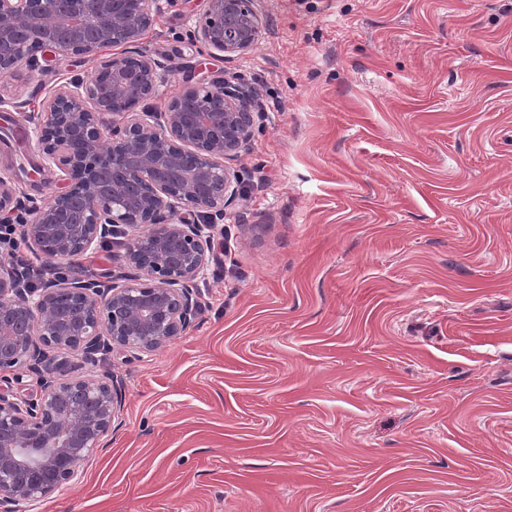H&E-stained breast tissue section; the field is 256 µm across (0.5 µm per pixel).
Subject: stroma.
<instances>
[{
    "instance_id": "obj_1",
    "label": "stroma",
    "mask_w": 512,
    "mask_h": 512,
    "mask_svg": "<svg viewBox=\"0 0 512 512\" xmlns=\"http://www.w3.org/2000/svg\"><path fill=\"white\" fill-rule=\"evenodd\" d=\"M258 44L143 47L262 112L193 327L136 359L110 446L41 512H512V0H253ZM90 63L21 69L8 115ZM24 165L22 196L57 172Z\"/></svg>"
}]
</instances>
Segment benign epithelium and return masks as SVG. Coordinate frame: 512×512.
I'll use <instances>...</instances> for the list:
<instances>
[{"label": "benign epithelium", "mask_w": 512, "mask_h": 512, "mask_svg": "<svg viewBox=\"0 0 512 512\" xmlns=\"http://www.w3.org/2000/svg\"><path fill=\"white\" fill-rule=\"evenodd\" d=\"M172 0H0V76L39 60L91 61L37 111L33 136L50 196L32 200L23 240L47 261L71 265L115 235L126 237L122 278L69 274L36 288L0 264V512H36L112 435L122 392L112 372L74 374L69 356L97 367L108 355L139 358L183 335L198 314L214 230L243 192L224 160L251 141L255 96L233 82L185 85L163 112H140L169 82L142 50ZM261 30L251 0H206L194 40L230 59ZM15 187L0 176V218L15 214Z\"/></svg>", "instance_id": "benign-epithelium-1"}]
</instances>
